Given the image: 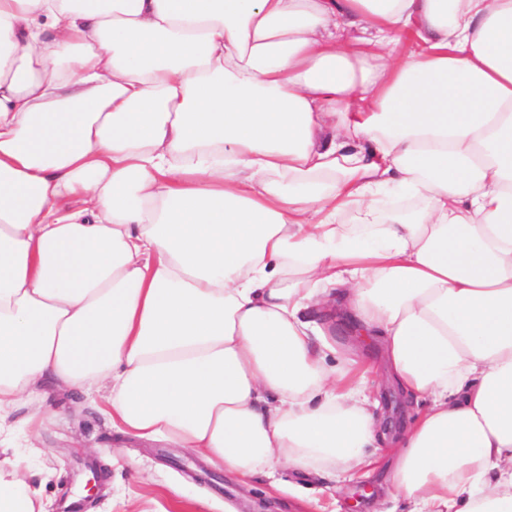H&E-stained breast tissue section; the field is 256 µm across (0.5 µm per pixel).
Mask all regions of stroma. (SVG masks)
Instances as JSON below:
<instances>
[{
  "instance_id": "obj_1",
  "label": "stroma",
  "mask_w": 512,
  "mask_h": 512,
  "mask_svg": "<svg viewBox=\"0 0 512 512\" xmlns=\"http://www.w3.org/2000/svg\"><path fill=\"white\" fill-rule=\"evenodd\" d=\"M38 447L25 449L41 473L44 512L76 496L96 478L84 512H393L394 501L366 497L388 477L387 464L336 482L285 468L243 484L221 469L192 477L202 460L166 440L146 441L113 428L99 405L80 392L50 394Z\"/></svg>"
}]
</instances>
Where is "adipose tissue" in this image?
I'll use <instances>...</instances> for the list:
<instances>
[{"instance_id":"ef3b65f1","label":"adipose tissue","mask_w":512,"mask_h":512,"mask_svg":"<svg viewBox=\"0 0 512 512\" xmlns=\"http://www.w3.org/2000/svg\"><path fill=\"white\" fill-rule=\"evenodd\" d=\"M54 389L244 483L392 443L409 512H512V0H0V512Z\"/></svg>"}]
</instances>
